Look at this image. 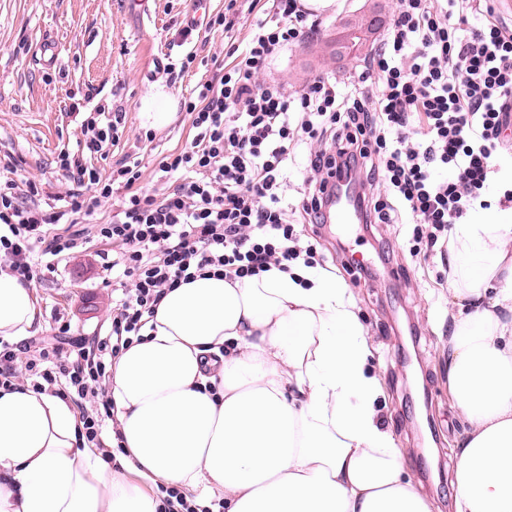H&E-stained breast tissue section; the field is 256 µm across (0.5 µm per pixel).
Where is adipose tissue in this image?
<instances>
[{"label":"adipose tissue","mask_w":512,"mask_h":512,"mask_svg":"<svg viewBox=\"0 0 512 512\" xmlns=\"http://www.w3.org/2000/svg\"><path fill=\"white\" fill-rule=\"evenodd\" d=\"M448 249L455 512H512V208L454 225ZM42 327L0 263V339ZM370 356L349 288L321 267L197 277L112 364L115 464L70 402L0 388V512H159L163 484L224 512H432L377 417Z\"/></svg>","instance_id":"1"}]
</instances>
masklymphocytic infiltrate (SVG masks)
Instances as JSON below:
<instances>
[{"label": "lymphocytic infiltrate", "instance_id": "1", "mask_svg": "<svg viewBox=\"0 0 512 512\" xmlns=\"http://www.w3.org/2000/svg\"><path fill=\"white\" fill-rule=\"evenodd\" d=\"M272 2V15L253 22L241 60L183 101L195 134L159 162L172 190L139 188L136 160L107 177L91 166L119 145L126 126L125 112L99 107L83 120L75 149L57 155L71 182L61 206L42 208L34 182L0 183V260L21 283L85 251L91 239L117 248L106 334L75 336L64 321L50 337L0 341V387L24 383L69 399L105 461L114 457L101 436L112 362L167 291L208 273L235 280L272 265H315L317 251L299 246L291 217L322 223L330 179L360 185L362 224H417L432 247L447 246L453 225L492 204L484 190L512 134V27L494 8L482 0H400L369 67L291 91L258 76L319 22L297 0ZM302 144L314 151L292 196L288 163ZM111 199L115 215L92 232L48 233Z\"/></svg>", "mask_w": 512, "mask_h": 512}]
</instances>
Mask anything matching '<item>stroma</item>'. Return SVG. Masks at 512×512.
<instances>
[{"instance_id":"obj_1","label":"stroma","mask_w":512,"mask_h":512,"mask_svg":"<svg viewBox=\"0 0 512 512\" xmlns=\"http://www.w3.org/2000/svg\"><path fill=\"white\" fill-rule=\"evenodd\" d=\"M321 13L318 31L273 59L263 81L298 88L317 77L345 80L362 68L331 53L338 17L359 10L365 0H338ZM272 0H238L232 33L200 26L188 41L176 31L193 8L192 0H0V176L9 157L22 161L18 178L31 180L43 194H65L70 183L54 158L81 135L83 114L70 111L71 96H89L91 105L122 106L126 129L120 146L109 148L94 165L109 175L127 157L139 158L144 190L160 194L167 184L156 171L161 158L193 136L185 112L158 130L153 142L139 138L145 127L142 99L154 85L165 86L174 101L190 96L211 80L216 64L233 65L228 50L244 45L250 25L266 17ZM60 47L55 62L38 52L44 40ZM195 60L176 84L166 82L158 61ZM300 247L314 246L322 268L336 272L350 288L368 330L369 367L383 393L377 416L406 455L410 479L434 504L435 512H454L451 484L455 448L462 425L449 413L448 266L439 252L415 249L409 224L358 223L320 227L295 215ZM389 259L368 277L347 262L349 253L373 262L379 251ZM112 258L107 244L39 273L33 283L44 320L52 334L58 320L70 321L76 335L106 332L112 316V275L103 268Z\"/></svg>"}]
</instances>
